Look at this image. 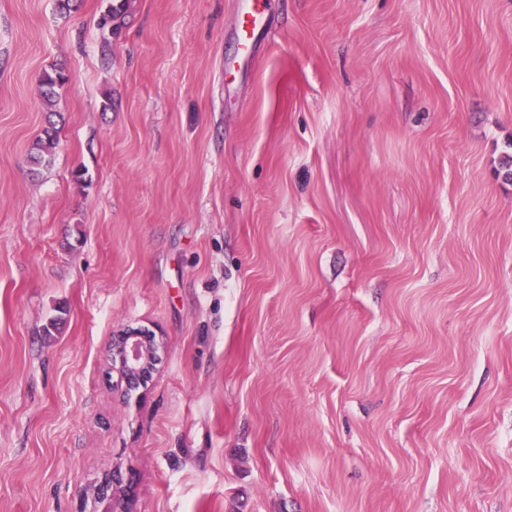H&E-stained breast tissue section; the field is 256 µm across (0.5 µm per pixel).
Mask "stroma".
<instances>
[{
    "mask_svg": "<svg viewBox=\"0 0 512 512\" xmlns=\"http://www.w3.org/2000/svg\"><path fill=\"white\" fill-rule=\"evenodd\" d=\"M107 2L0 0V512H512V0H275L230 77L238 0ZM67 81L68 77L62 68L45 71L39 80L41 101L46 109L51 112V115L53 114L52 107L54 106L55 99L59 95L58 89L62 88ZM57 146V138L53 130L44 131V137L37 138L30 149V157L35 164L49 162ZM159 343L155 336L139 332L122 333L112 339V365L126 391L144 387L159 358ZM108 491H110V495L113 499L122 500L126 496L127 489L122 485V479L119 475L114 473L112 477H105L100 482L89 486L85 493L87 495L98 496L104 495Z\"/></svg>",
    "mask_w": 512,
    "mask_h": 512,
    "instance_id": "35a3bbf8",
    "label": "stroma"
}]
</instances>
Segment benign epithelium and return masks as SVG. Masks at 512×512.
Masks as SVG:
<instances>
[{"label":"benign epithelium","instance_id":"1","mask_svg":"<svg viewBox=\"0 0 512 512\" xmlns=\"http://www.w3.org/2000/svg\"><path fill=\"white\" fill-rule=\"evenodd\" d=\"M158 358L159 343L152 335L125 332L112 339V365L128 392L145 386ZM86 493L93 496L108 493L112 498L121 500L127 489L122 485L120 476L115 474L89 486Z\"/></svg>","mask_w":512,"mask_h":512}]
</instances>
